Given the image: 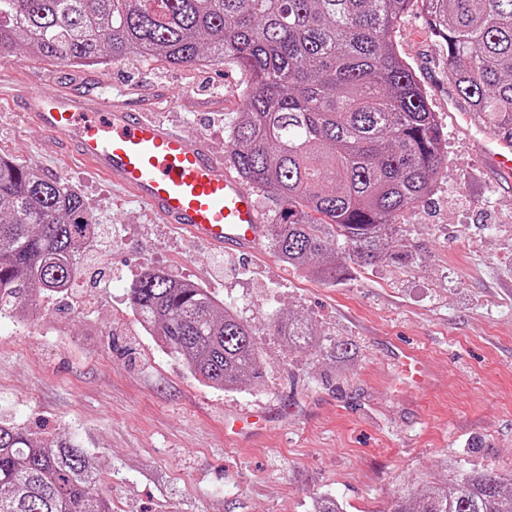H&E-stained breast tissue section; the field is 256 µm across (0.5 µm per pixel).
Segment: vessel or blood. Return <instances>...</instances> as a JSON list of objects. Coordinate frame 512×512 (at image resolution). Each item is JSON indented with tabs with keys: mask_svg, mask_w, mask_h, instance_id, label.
Returning a JSON list of instances; mask_svg holds the SVG:
<instances>
[{
	"mask_svg": "<svg viewBox=\"0 0 512 512\" xmlns=\"http://www.w3.org/2000/svg\"><path fill=\"white\" fill-rule=\"evenodd\" d=\"M26 115L62 141L112 183L147 206L163 223L176 225L212 248L258 252L264 216L252 190L201 142L187 140L133 112L125 94L100 96L56 91L26 92ZM495 169L512 172V141L495 137ZM402 371L424 384L426 367L412 350H402Z\"/></svg>",
	"mask_w": 512,
	"mask_h": 512,
	"instance_id": "1",
	"label": "vessel or blood"
}]
</instances>
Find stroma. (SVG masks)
I'll use <instances>...</instances> for the list:
<instances>
[{"mask_svg":"<svg viewBox=\"0 0 512 512\" xmlns=\"http://www.w3.org/2000/svg\"><path fill=\"white\" fill-rule=\"evenodd\" d=\"M393 40L430 95L446 161L426 201L398 218L417 262L359 269L336 286L272 248L245 257L159 222L18 104L29 90L124 89L135 111L223 158L246 86L239 68L0 55V155L64 180L96 225L71 293H34L21 323L0 316V421L80 442L112 512H309L324 494L346 512H388L401 492L444 480L448 464L512 475V178L477 150L479 127L461 117L420 7ZM149 268L233 303L256 332L259 385L211 388L156 344L128 300ZM291 311L312 320L317 349L293 351L277 336ZM340 343L357 352L341 371L324 353ZM401 346L426 359L427 386L402 379ZM249 412L260 427L231 439L226 421Z\"/></svg>","mask_w":512,"mask_h":512,"instance_id":"35a3bbf8","label":"stroma"}]
</instances>
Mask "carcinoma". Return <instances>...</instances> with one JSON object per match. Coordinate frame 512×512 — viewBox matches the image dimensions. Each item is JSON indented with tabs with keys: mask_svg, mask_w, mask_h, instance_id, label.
<instances>
[{
	"mask_svg": "<svg viewBox=\"0 0 512 512\" xmlns=\"http://www.w3.org/2000/svg\"><path fill=\"white\" fill-rule=\"evenodd\" d=\"M420 4L458 98L512 138V0H0V50L67 67L130 57L233 64L249 77L227 125L231 167L273 196L266 234L278 257L324 284L358 267L410 265L401 213L432 191L444 135L392 33ZM95 225L64 181L0 157V315L28 317L26 289L68 293ZM134 315L205 385L262 377L252 328L205 288L160 270L130 291ZM288 347L316 345L300 313L277 321ZM93 457L70 438L47 447L0 422V512H112L94 490ZM310 512H344L332 495ZM391 512H512V476L448 472Z\"/></svg>",
	"mask_w": 512,
	"mask_h": 512,
	"instance_id": "cac0c4a2",
	"label": "carcinoma"
}]
</instances>
